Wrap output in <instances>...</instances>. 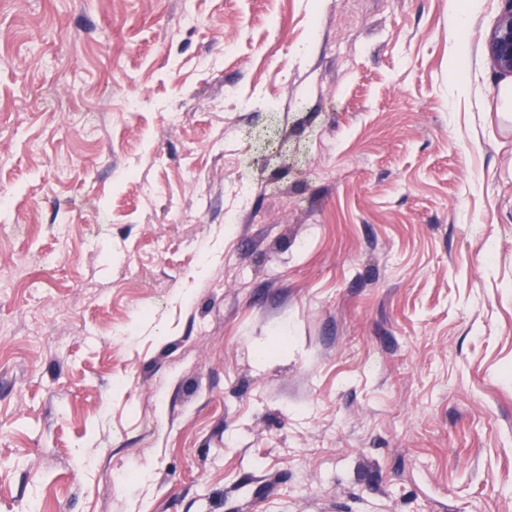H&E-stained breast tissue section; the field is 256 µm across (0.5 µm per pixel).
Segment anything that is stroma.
Instances as JSON below:
<instances>
[{
  "label": "stroma",
  "mask_w": 512,
  "mask_h": 512,
  "mask_svg": "<svg viewBox=\"0 0 512 512\" xmlns=\"http://www.w3.org/2000/svg\"><path fill=\"white\" fill-rule=\"evenodd\" d=\"M500 9L0 0V512H512ZM481 5L480 0H467L461 4L458 0H448V18L458 33L455 41L449 48L454 60H461L465 57L467 48V37L464 33L469 15L475 12Z\"/></svg>",
  "instance_id": "stroma-1"
}]
</instances>
